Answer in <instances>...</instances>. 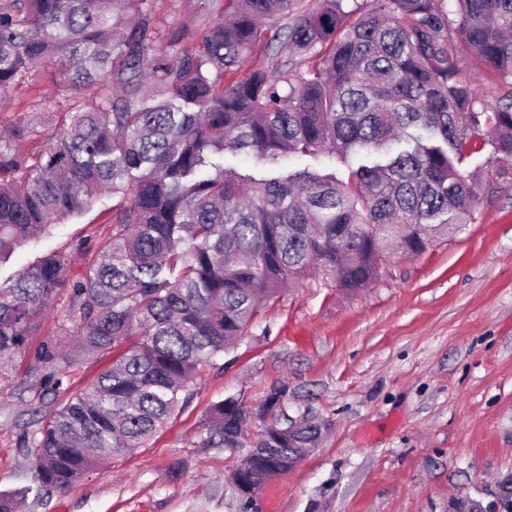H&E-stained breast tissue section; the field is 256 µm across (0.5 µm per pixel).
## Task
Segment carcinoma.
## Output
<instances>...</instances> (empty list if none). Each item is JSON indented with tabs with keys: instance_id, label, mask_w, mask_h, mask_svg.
Segmentation results:
<instances>
[{
	"instance_id": "carcinoma-1",
	"label": "carcinoma",
	"mask_w": 512,
	"mask_h": 512,
	"mask_svg": "<svg viewBox=\"0 0 512 512\" xmlns=\"http://www.w3.org/2000/svg\"><path fill=\"white\" fill-rule=\"evenodd\" d=\"M346 2L307 12L300 0H225L196 34L161 32L154 0H0V94L49 61L68 91L46 150L15 153L28 125L0 140V263L102 194L127 197L102 258L73 285L83 329L72 356L110 352L112 364L44 414L37 487L0 492V512L143 446L182 407L197 365L228 352L294 280L317 269L363 288L392 234L419 254L470 223L461 165L487 147L512 159V97L482 104L457 78L452 43L512 85V0H373L354 21ZM260 41L267 61L245 68ZM319 45L324 57L298 74L294 57ZM360 151L343 178L224 166L226 152L277 166ZM65 265L46 255L0 290V355L22 346ZM251 414L235 398L211 404L202 446L244 447ZM318 436L310 423L290 440L276 419L252 444L256 467Z\"/></svg>"
}]
</instances>
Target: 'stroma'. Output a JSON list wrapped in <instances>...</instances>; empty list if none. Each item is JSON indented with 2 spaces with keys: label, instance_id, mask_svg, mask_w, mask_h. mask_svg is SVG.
<instances>
[{
  "label": "stroma",
  "instance_id": "1",
  "mask_svg": "<svg viewBox=\"0 0 512 512\" xmlns=\"http://www.w3.org/2000/svg\"><path fill=\"white\" fill-rule=\"evenodd\" d=\"M224 0H155L160 31L215 19ZM460 80L484 105L512 87L462 63ZM56 64L38 83L0 95V136L20 156L61 132ZM479 174L475 218L423 254H393L367 287L345 290L310 274L258 312L246 336L203 364L191 399L145 447L109 459L62 493L28 499L26 512H458L488 506L512 486V161L471 154ZM116 200L103 195L80 216L14 251L0 285L45 254L65 256L64 281L20 349L0 356V491L34 482V412L56 409L88 387L111 355L77 358L65 372L37 361L68 353L81 321L72 288L98 260ZM284 389L279 411L322 431L288 474L251 498L236 490L230 450L203 448L211 403L234 397L261 409Z\"/></svg>",
  "mask_w": 512,
  "mask_h": 512
}]
</instances>
